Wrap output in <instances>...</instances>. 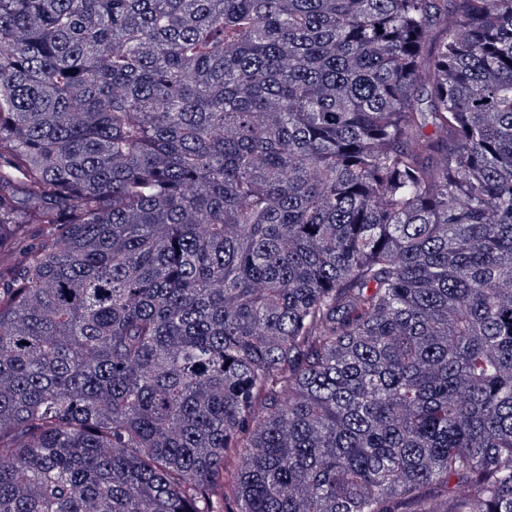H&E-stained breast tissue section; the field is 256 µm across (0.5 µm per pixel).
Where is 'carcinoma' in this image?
Masks as SVG:
<instances>
[{
  "label": "carcinoma",
  "mask_w": 512,
  "mask_h": 512,
  "mask_svg": "<svg viewBox=\"0 0 512 512\" xmlns=\"http://www.w3.org/2000/svg\"><path fill=\"white\" fill-rule=\"evenodd\" d=\"M0 512H512V0H0Z\"/></svg>",
  "instance_id": "1"
}]
</instances>
